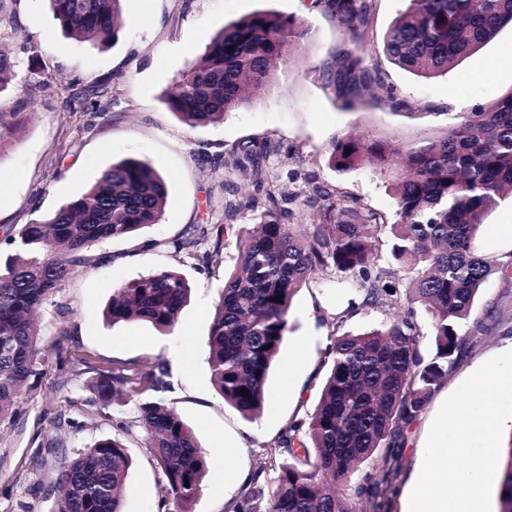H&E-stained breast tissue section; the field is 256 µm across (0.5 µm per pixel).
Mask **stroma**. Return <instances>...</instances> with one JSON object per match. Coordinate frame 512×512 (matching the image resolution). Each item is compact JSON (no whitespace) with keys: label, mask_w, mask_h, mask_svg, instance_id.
Listing matches in <instances>:
<instances>
[{"label":"stroma","mask_w":512,"mask_h":512,"mask_svg":"<svg viewBox=\"0 0 512 512\" xmlns=\"http://www.w3.org/2000/svg\"><path fill=\"white\" fill-rule=\"evenodd\" d=\"M125 24L110 45L96 47L66 37L46 0H0V46L10 54L16 79L0 92V112H15L20 125L0 154V253L9 254L6 229L31 222L82 194L112 162L140 159L168 180V199L159 224L132 238L93 245L88 264L76 268L65 287L39 312V343L48 352L75 357L66 372L50 370L36 390L22 393L15 424L0 431V512H54L57 461L42 462L47 446L72 453L95 438L112 434L113 418H131L135 402L96 415L88 403L87 381L95 367L115 362L147 369L164 361L171 389L165 398L194 429L208 453V471L192 512H226L238 486L224 480L226 448L238 466L254 470L268 462V446L294 417L313 411L327 368L325 344L337 317L344 331L357 333L392 319L383 309H367L359 295L336 282L334 271H316L292 300L290 331L267 379L264 413L245 420L213 386L208 334L224 273L232 269L238 235L253 219L225 213L224 183L246 187L239 174H225L224 155L233 145L276 135L296 146L297 158H269L265 170L297 195L294 221L308 222L304 206L313 187L336 189L357 198L386 218L394 200L385 180L368 169L346 173L328 164L337 133L390 136L403 142L453 124L474 104L491 103L512 92V27L467 57L447 75L430 79L385 64L388 79L410 103L407 111L371 104L340 109L327 86L336 49L346 35L331 15L311 9L310 0H144L142 10L123 4ZM261 11L303 18L311 36L280 85L223 122L189 128L163 104L210 39L225 25ZM109 87L97 112H75L74 97L100 81ZM225 224L222 265L203 269L193 252L172 241L201 237L211 247L212 225ZM474 244L488 260L512 259V201L488 212ZM160 269H175L189 280L190 300L173 332L150 324L106 322L103 309L116 288ZM487 332L465 349L447 379L406 432L398 494L391 512H401L402 495L422 460L433 420L443 401L475 370L497 356L512 338V280L491 275L471 313ZM89 358L83 366L81 358ZM294 383H287V369ZM82 423L74 431L72 422ZM133 459L123 490V512H157L165 478L143 438L127 440Z\"/></svg>","instance_id":"stroma-1"}]
</instances>
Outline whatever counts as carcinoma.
Listing matches in <instances>:
<instances>
[{
	"label": "carcinoma",
	"mask_w": 512,
	"mask_h": 512,
	"mask_svg": "<svg viewBox=\"0 0 512 512\" xmlns=\"http://www.w3.org/2000/svg\"><path fill=\"white\" fill-rule=\"evenodd\" d=\"M62 31L105 46L122 23L121 0H49ZM311 7L335 17L347 36L328 81L345 109L367 101L409 110L387 81L381 61L365 44L375 0H312ZM512 25V0H407L388 27L382 53L393 65L433 78L494 40ZM309 35L305 21L273 11L257 12L217 32L163 102L190 128L209 125L251 103L287 73ZM14 78L9 54L0 50V92ZM105 83L78 98L83 112L100 110ZM18 126L17 113L0 112V154ZM275 155L293 158V147L273 136L229 150L224 167L252 179L246 200L224 183L225 207L258 212L244 230L236 268L224 276L209 332V366L224 402L246 419L262 412L266 381L289 331L296 291L318 268L331 269L361 295L366 308H393L401 299L432 315L435 355L424 362L423 336L414 310L362 333L334 324L326 348L329 368L319 401L307 417L295 418L271 444L283 457L269 477L254 471L227 512H357L368 502L380 512L390 501L402 468L404 433L448 376L461 350L477 343L483 324L468 323L475 298L488 278L509 277L512 261L491 263L473 239L484 213L512 196V92L460 114L441 132L403 143L389 137L361 140L338 134L329 162L345 173L372 165L390 180L395 220L390 223L358 200L322 187L313 189L308 233L289 224L288 199L261 166ZM168 186L147 163L127 158L104 170L80 196L7 234L11 253L0 265V429L15 422L17 399L45 374L48 354L37 342L36 311L85 263L92 245L128 238L160 223ZM202 264L223 262L221 235ZM392 254L409 270L407 287L376 266L384 233ZM191 292L178 271L164 269L118 289L106 307L114 325L145 322L167 334L177 325ZM282 296L277 301L275 297ZM162 362L143 371L114 363L96 370L87 384L91 405L102 414L132 392L154 396L137 415L116 421L113 436L82 448L58 468L55 512H121L120 489L132 464L124 438L142 435L165 477L164 500L190 512L207 473V455L194 431L166 404ZM248 395H243L241 389ZM500 512H512V445L499 491Z\"/></svg>",
	"instance_id": "cac0c4a2"
}]
</instances>
